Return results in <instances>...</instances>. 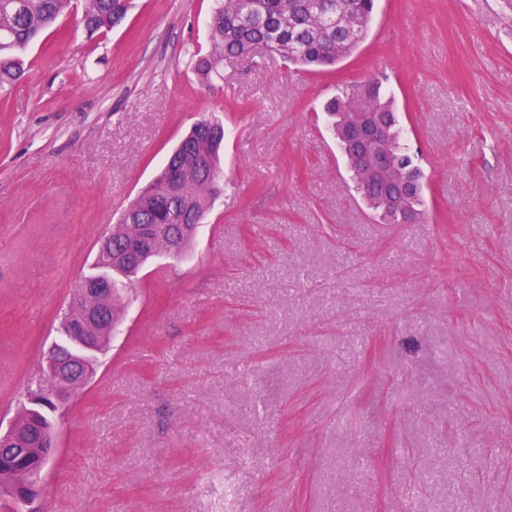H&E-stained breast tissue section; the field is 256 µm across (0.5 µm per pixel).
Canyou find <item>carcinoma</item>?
<instances>
[{
	"mask_svg": "<svg viewBox=\"0 0 512 512\" xmlns=\"http://www.w3.org/2000/svg\"><path fill=\"white\" fill-rule=\"evenodd\" d=\"M209 20L210 49L193 57V71L202 85L219 74L226 58L247 57L258 48L267 49L289 63L306 68L334 67L351 56L366 40L376 0H214ZM74 0H0V96L9 94L24 70L25 54L42 31L71 12ZM133 0H84L82 23L87 33L103 34L123 23ZM329 128L337 140L354 187L364 203L383 224L414 223L425 216V176L410 154L408 131L397 112L394 94L378 81L347 86L324 107ZM353 112H370L378 122L382 145L391 156L395 172L413 180L411 212L407 217L392 212L382 194L368 184L359 159L346 143V131ZM224 125L212 118L198 120L168 159L183 168L175 188L165 173H159L146 191L123 211L112 225V244L132 249L126 257L111 250L97 251L87 280H112V326H117L121 291L132 283L146 265L162 253L179 255L191 244L194 234L165 238L155 252L138 250L134 238L140 224H163L169 208L177 204L203 219L220 192L221 149L224 137L216 133ZM195 154L206 158L210 173L186 165ZM41 414L31 416L21 406L18 423L23 425L25 446L34 448L41 429L53 427L48 409L49 391L42 394Z\"/></svg>",
	"mask_w": 512,
	"mask_h": 512,
	"instance_id": "cac0c4a2",
	"label": "carcinoma"
}]
</instances>
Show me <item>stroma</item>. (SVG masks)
<instances>
[{"label":"stroma","mask_w":512,"mask_h":512,"mask_svg":"<svg viewBox=\"0 0 512 512\" xmlns=\"http://www.w3.org/2000/svg\"><path fill=\"white\" fill-rule=\"evenodd\" d=\"M80 11L0 99V421L43 384L100 239L204 116L224 192L141 274L58 418L45 512H512V6L378 0L312 72L256 50L199 84L213 0ZM394 90L428 187L382 224L324 103ZM132 8L131 0H84L82 23L91 36L104 34L121 25Z\"/></svg>","instance_id":"1"}]
</instances>
